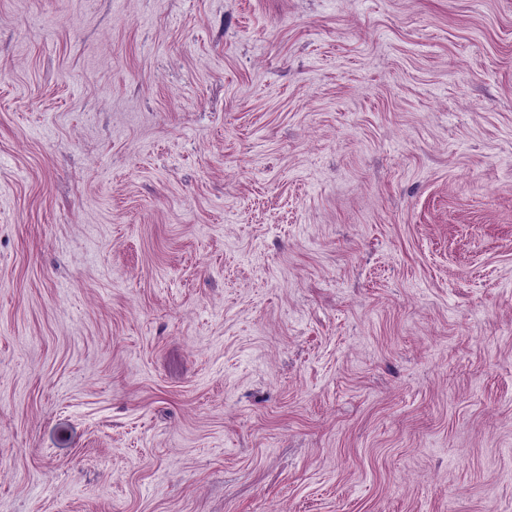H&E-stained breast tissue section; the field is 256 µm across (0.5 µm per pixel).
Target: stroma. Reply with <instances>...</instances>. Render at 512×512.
<instances>
[{
    "mask_svg": "<svg viewBox=\"0 0 512 512\" xmlns=\"http://www.w3.org/2000/svg\"><path fill=\"white\" fill-rule=\"evenodd\" d=\"M0 512H512V0H0Z\"/></svg>",
    "mask_w": 512,
    "mask_h": 512,
    "instance_id": "35a3bbf8",
    "label": "stroma"
}]
</instances>
